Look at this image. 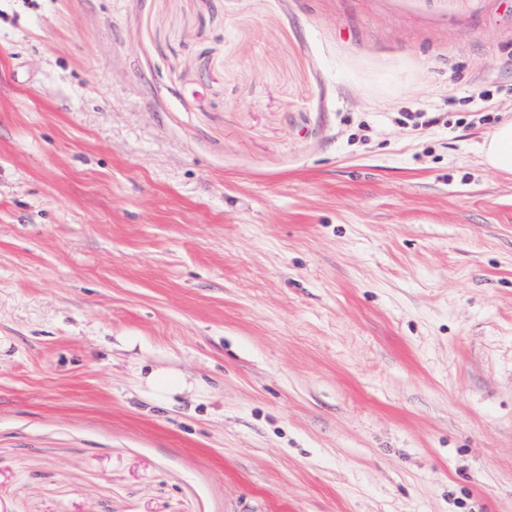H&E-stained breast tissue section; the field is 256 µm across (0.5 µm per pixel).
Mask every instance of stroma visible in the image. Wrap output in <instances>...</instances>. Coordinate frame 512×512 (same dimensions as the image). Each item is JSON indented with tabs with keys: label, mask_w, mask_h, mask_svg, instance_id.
Masks as SVG:
<instances>
[{
	"label": "stroma",
	"mask_w": 512,
	"mask_h": 512,
	"mask_svg": "<svg viewBox=\"0 0 512 512\" xmlns=\"http://www.w3.org/2000/svg\"><path fill=\"white\" fill-rule=\"evenodd\" d=\"M508 118L512 0H0V512H512ZM483 161L490 169L512 174V120L495 127L483 144ZM143 380L150 394L159 401L181 392L185 386L182 375L168 369H152Z\"/></svg>",
	"instance_id": "obj_1"
}]
</instances>
